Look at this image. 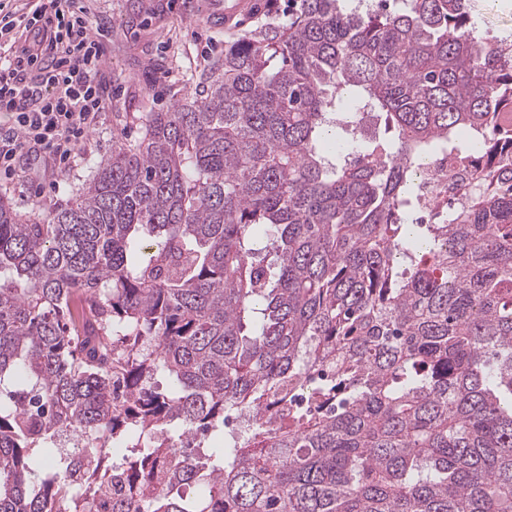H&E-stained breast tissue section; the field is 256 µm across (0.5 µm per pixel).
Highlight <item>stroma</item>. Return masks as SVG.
Segmentation results:
<instances>
[{
	"instance_id": "obj_1",
	"label": "stroma",
	"mask_w": 512,
	"mask_h": 512,
	"mask_svg": "<svg viewBox=\"0 0 512 512\" xmlns=\"http://www.w3.org/2000/svg\"><path fill=\"white\" fill-rule=\"evenodd\" d=\"M205 0H92V18L110 24L106 67L112 74V106L77 168L64 176L42 173L34 163L18 167L13 180L0 183L22 213L44 218L67 202L112 152V142L140 134L138 114L167 109L193 87L195 73L220 56L225 44L287 12L288 0H246L245 21L211 28Z\"/></svg>"
}]
</instances>
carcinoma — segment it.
Returning a JSON list of instances; mask_svg holds the SVG:
<instances>
[{
    "instance_id": "cac0c4a2",
    "label": "carcinoma",
    "mask_w": 512,
    "mask_h": 512,
    "mask_svg": "<svg viewBox=\"0 0 512 512\" xmlns=\"http://www.w3.org/2000/svg\"><path fill=\"white\" fill-rule=\"evenodd\" d=\"M348 2L224 46L48 219L0 196V512H512V59L464 0ZM445 156L484 163L418 236ZM448 160L426 167L420 179V194L417 204L419 222H426L425 215L436 214L448 223ZM416 220V221H418Z\"/></svg>"
}]
</instances>
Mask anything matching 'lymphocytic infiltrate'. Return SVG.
Here are the masks:
<instances>
[{"label":"lymphocytic infiltrate","mask_w":512,"mask_h":512,"mask_svg":"<svg viewBox=\"0 0 512 512\" xmlns=\"http://www.w3.org/2000/svg\"><path fill=\"white\" fill-rule=\"evenodd\" d=\"M107 27L86 6L32 0L0 26V181L13 179L21 158L72 171L108 108Z\"/></svg>","instance_id":"f902f5d3"}]
</instances>
